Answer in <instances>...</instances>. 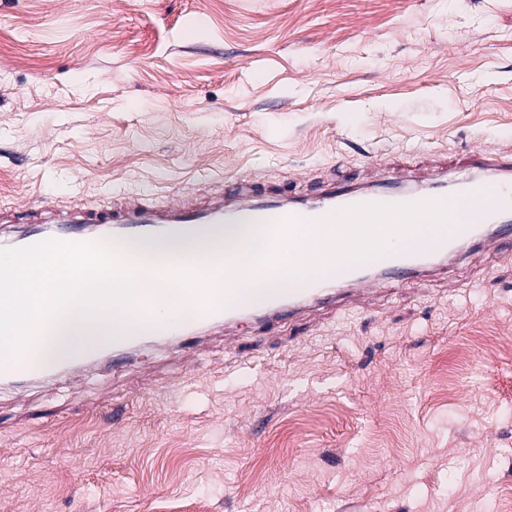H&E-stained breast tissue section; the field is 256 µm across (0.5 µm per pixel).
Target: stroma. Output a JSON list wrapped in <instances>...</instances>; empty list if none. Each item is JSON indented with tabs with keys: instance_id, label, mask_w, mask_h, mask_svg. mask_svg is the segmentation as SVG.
Segmentation results:
<instances>
[{
	"instance_id": "1",
	"label": "stroma",
	"mask_w": 512,
	"mask_h": 512,
	"mask_svg": "<svg viewBox=\"0 0 512 512\" xmlns=\"http://www.w3.org/2000/svg\"><path fill=\"white\" fill-rule=\"evenodd\" d=\"M512 151V0H0V205ZM0 512H512V255L0 386Z\"/></svg>"
}]
</instances>
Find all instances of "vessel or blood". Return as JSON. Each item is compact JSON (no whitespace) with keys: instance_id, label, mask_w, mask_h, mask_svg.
<instances>
[{"instance_id":"b4317fda","label":"vessel or blood","mask_w":512,"mask_h":512,"mask_svg":"<svg viewBox=\"0 0 512 512\" xmlns=\"http://www.w3.org/2000/svg\"><path fill=\"white\" fill-rule=\"evenodd\" d=\"M457 198L471 221L456 224L449 237L426 249L389 248L375 260L383 279L425 284L442 262L463 249L491 254L512 251V154L487 150L479 154L467 174L447 168L427 176L392 170L378 181L363 184L326 185L315 193L293 195L259 182L252 174L222 180L215 191L202 194L199 202L146 204L129 200L120 206H90L51 200L0 207V249L18 248L47 239L102 242L117 238L153 239L160 243L213 224H255L288 216L309 220L361 203H410L426 198ZM359 267H343L321 279H300L276 288L239 290L229 302L193 305L178 318H161L153 301H146L148 316L131 332L114 339L113 355L144 336L186 339L238 319L261 324L293 316L306 308L342 313L348 299L371 286ZM38 345H31L16 360L0 364V382H32L49 375L39 362Z\"/></svg>"}]
</instances>
